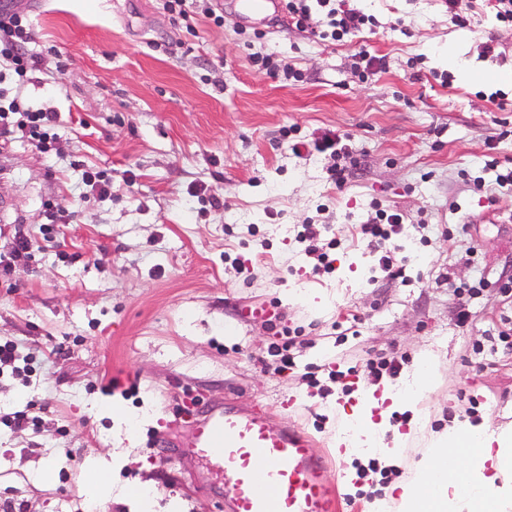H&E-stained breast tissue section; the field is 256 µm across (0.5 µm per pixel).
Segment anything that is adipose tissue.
<instances>
[{
	"label": "adipose tissue",
	"mask_w": 512,
	"mask_h": 512,
	"mask_svg": "<svg viewBox=\"0 0 512 512\" xmlns=\"http://www.w3.org/2000/svg\"><path fill=\"white\" fill-rule=\"evenodd\" d=\"M387 400L395 406L404 402L402 394L387 388L380 397L364 400L359 411L352 415V422L362 426L363 434L338 436L336 444L341 448L342 460H349L363 448H381L383 426L374 421L373 412ZM465 442L478 449V465L468 464L466 457L459 455L458 449ZM452 455L465 474L466 491L450 488L448 458ZM374 509L375 512H512V432L452 428L433 437L414 478L396 485L393 493L377 502Z\"/></svg>",
	"instance_id": "1"
}]
</instances>
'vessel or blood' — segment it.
I'll return each mask as SVG.
<instances>
[{
    "instance_id": "b4317fda",
    "label": "vessel or blood",
    "mask_w": 512,
    "mask_h": 512,
    "mask_svg": "<svg viewBox=\"0 0 512 512\" xmlns=\"http://www.w3.org/2000/svg\"><path fill=\"white\" fill-rule=\"evenodd\" d=\"M187 453L221 461L226 512H341L336 473L299 427L279 426L262 403L192 410Z\"/></svg>"
}]
</instances>
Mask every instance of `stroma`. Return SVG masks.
<instances>
[{
    "label": "stroma",
    "mask_w": 512,
    "mask_h": 512,
    "mask_svg": "<svg viewBox=\"0 0 512 512\" xmlns=\"http://www.w3.org/2000/svg\"><path fill=\"white\" fill-rule=\"evenodd\" d=\"M14 4L46 53L40 83L22 95L56 113L58 140L45 155L0 148V200L10 203L0 254L10 255L15 227L42 240L45 203L70 221L54 225L55 248L0 281V342L34 357L29 376L0 373V505L132 512V492L147 483L157 512L173 501L179 512H221L215 487L192 477L218 464L173 458L190 441L186 400L270 405L274 422L300 426L333 464L341 411L375 385L405 391L429 354L438 361L429 390L397 407L406 421L383 435L387 445L405 437L401 476L363 474L369 456H354L337 484L342 512H372L448 428L489 419L512 430V357L488 352L504 311L495 282L512 277V193L473 185L487 156L512 162V104L487 97L512 95L496 80L512 71V29L485 0L467 28L443 0H356L378 26L335 45L289 30L278 12L242 20L238 0H221L223 26L192 33L165 0ZM242 28L264 37L244 44ZM362 45L387 63L369 81L352 68ZM256 53L277 55L300 79L271 77ZM287 129L309 142L342 135L357 159L348 182L336 186L333 153L293 154ZM84 164L111 173V197L82 198ZM379 208L405 217L408 283L383 279L356 235ZM306 224L342 239L333 273H313L297 239ZM481 280L478 298L455 295ZM464 308L473 319L463 326ZM288 331L297 366L281 374L272 346ZM380 356L405 357L401 373L370 376L366 362ZM337 367L348 372L340 387L328 377ZM105 401L138 417L136 427L101 413ZM30 403L37 428L8 425ZM116 448L130 458L111 473L116 493L91 501L86 467ZM41 470L47 483L35 479Z\"/></svg>",
    "instance_id": "obj_1"
}]
</instances>
